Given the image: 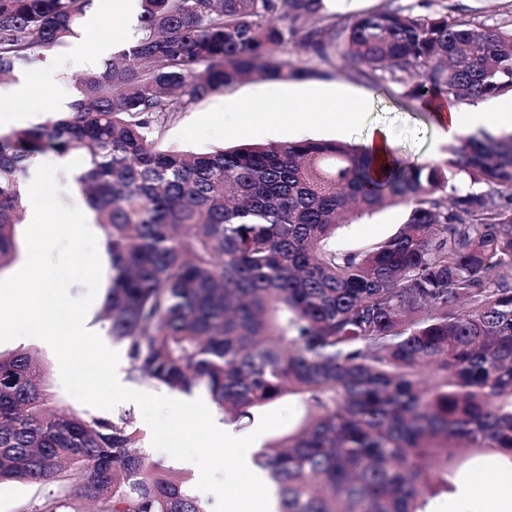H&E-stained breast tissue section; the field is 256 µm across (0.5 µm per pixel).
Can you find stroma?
Wrapping results in <instances>:
<instances>
[{
    "label": "stroma",
    "instance_id": "35a3bbf8",
    "mask_svg": "<svg viewBox=\"0 0 512 512\" xmlns=\"http://www.w3.org/2000/svg\"><path fill=\"white\" fill-rule=\"evenodd\" d=\"M422 14L434 13L439 5H447L454 17L475 19L500 26L512 25V0H402ZM333 91L354 100L370 95L374 105L361 122L354 126L343 121H325L312 112V98L318 93ZM373 123L384 125L397 148L418 163L444 161L447 143L438 139L432 114L407 105L398 92H378L364 80L339 71L328 77L301 81L245 80L225 88L186 111L178 113L158 129L154 137L162 147L206 152L218 147L232 148L242 144H285L299 140L344 141L359 143L366 128ZM406 210L391 206L355 223L343 225L336 233L337 248L348 249L383 240L395 233L405 220ZM35 352L46 368L47 386L58 405L84 415L90 406L72 398L63 388L59 366L53 351L32 341L26 344L11 341L0 344V351L19 347ZM134 390L143 396L134 408L118 405L116 413H131L138 427H150L151 438L141 441L151 459L166 463L169 455L190 452L201 461L198 471L187 472L177 467L169 469L174 477L189 486L209 484L218 494L205 500L214 506L247 496L250 485L239 476L225 475L226 466L234 462L233 455L223 454L216 441L196 433V421L160 405L167 391L147 382H137ZM295 399L283 398L264 407L248 427L238 429L241 442L258 437L260 442L287 432L299 417ZM512 485V466L492 453L469 454L458 468L448 473V488L429 498L428 512H512V505L494 510L493 506L476 499L465 498L466 490L490 485Z\"/></svg>",
    "mask_w": 512,
    "mask_h": 512
}]
</instances>
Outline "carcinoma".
I'll return each mask as SVG.
<instances>
[{
    "label": "carcinoma",
    "mask_w": 512,
    "mask_h": 512,
    "mask_svg": "<svg viewBox=\"0 0 512 512\" xmlns=\"http://www.w3.org/2000/svg\"><path fill=\"white\" fill-rule=\"evenodd\" d=\"M131 44L84 73L68 111L0 133V273L19 254L29 160L79 155L99 225V318L130 378L207 391L241 427L288 397L301 413L254 461L277 512H426L465 450L512 465V134L465 135L443 163L300 140L198 153L153 133L244 79L326 67L431 105L512 93V28L383 0H139ZM93 0H0V80L63 47ZM406 208L390 237L343 224ZM129 414L58 407L25 349L0 352V483L41 512H209L140 446ZM405 216L403 206H391L353 224H344L336 233V248H354L383 240L398 230Z\"/></svg>",
    "instance_id": "carcinoma-1"
}]
</instances>
